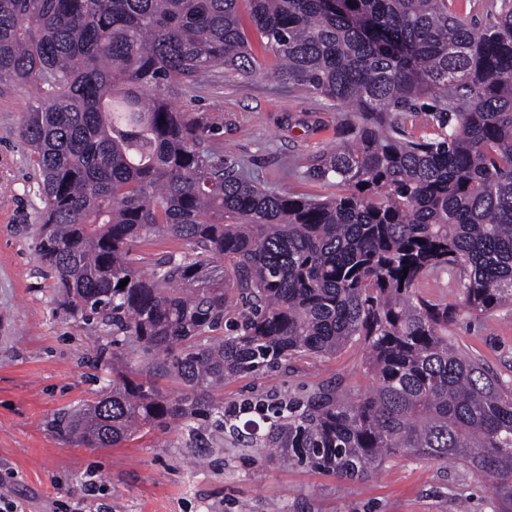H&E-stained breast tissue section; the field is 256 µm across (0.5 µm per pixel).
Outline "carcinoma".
<instances>
[{"label": "carcinoma", "mask_w": 512, "mask_h": 512, "mask_svg": "<svg viewBox=\"0 0 512 512\" xmlns=\"http://www.w3.org/2000/svg\"><path fill=\"white\" fill-rule=\"evenodd\" d=\"M243 8L276 80L360 116L307 166L339 193L258 187L167 97L220 65L256 70ZM29 85L35 251L59 307L163 355L185 387L171 399L112 379L61 419L77 444L206 417L230 378L361 340L372 389L260 404L274 414L261 453L347 480L396 456L453 462L488 482L492 512H512V391L448 338L456 307L420 291L455 269L471 314L512 306V0L484 22L453 0H0V87ZM429 96L436 138L405 136ZM155 232L185 251L146 274L135 247ZM223 320L232 333L206 342Z\"/></svg>", "instance_id": "carcinoma-1"}]
</instances>
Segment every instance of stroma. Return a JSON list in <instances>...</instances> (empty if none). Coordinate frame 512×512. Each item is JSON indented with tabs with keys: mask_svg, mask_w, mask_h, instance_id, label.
Instances as JSON below:
<instances>
[{
	"mask_svg": "<svg viewBox=\"0 0 512 512\" xmlns=\"http://www.w3.org/2000/svg\"><path fill=\"white\" fill-rule=\"evenodd\" d=\"M252 43L260 65L254 77L218 66L208 83L175 93L172 103L205 125L214 156L235 163L255 185L330 195L332 186L308 179L306 166L351 141L357 117L272 78L274 55L260 38ZM34 101L30 87L0 93V496L23 512H70L88 496L105 512H491L485 481L453 463L394 458L369 478L344 481L260 459L220 430L200 449L184 431L162 428L115 448L72 442L58 420L108 392L113 370L152 369L155 386L171 398L184 388L155 370L154 355L138 343H112L99 320L57 309L53 279L34 252L44 209L40 172L19 136ZM455 278L444 272L426 288L458 307L449 336L512 389V307L471 316L458 306ZM325 384L351 395L371 388L362 343L227 380L214 397L240 420H254L259 402L296 400Z\"/></svg>",
	"mask_w": 512,
	"mask_h": 512,
	"instance_id": "obj_1",
	"label": "stroma"
}]
</instances>
